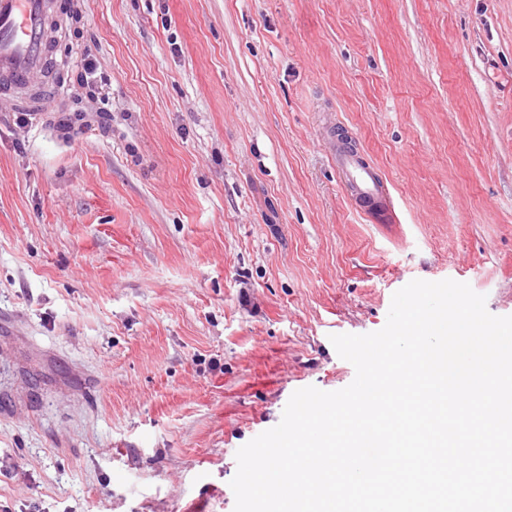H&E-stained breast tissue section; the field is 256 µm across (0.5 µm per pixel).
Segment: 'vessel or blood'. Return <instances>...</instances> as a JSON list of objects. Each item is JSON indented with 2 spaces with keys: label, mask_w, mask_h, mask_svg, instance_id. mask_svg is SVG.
<instances>
[{
  "label": "vessel or blood",
  "mask_w": 512,
  "mask_h": 512,
  "mask_svg": "<svg viewBox=\"0 0 512 512\" xmlns=\"http://www.w3.org/2000/svg\"><path fill=\"white\" fill-rule=\"evenodd\" d=\"M48 12V0H0V88L4 91L27 86L44 67ZM320 138L361 211L370 217L382 212L385 223H395L389 188L365 157L337 140L334 125L321 126Z\"/></svg>",
  "instance_id": "b4317fda"
}]
</instances>
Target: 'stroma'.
<instances>
[{
  "label": "stroma",
  "instance_id": "stroma-1",
  "mask_svg": "<svg viewBox=\"0 0 512 512\" xmlns=\"http://www.w3.org/2000/svg\"><path fill=\"white\" fill-rule=\"evenodd\" d=\"M57 9L53 99L0 102V512H234L238 449L353 381L332 335L415 279L512 315V0ZM320 138L328 148L336 168L343 174L351 197L361 211L371 219L377 211H383V224H394L396 213L389 188L375 169L358 151L350 150L336 138L334 124L322 125Z\"/></svg>",
  "mask_w": 512,
  "mask_h": 512
}]
</instances>
